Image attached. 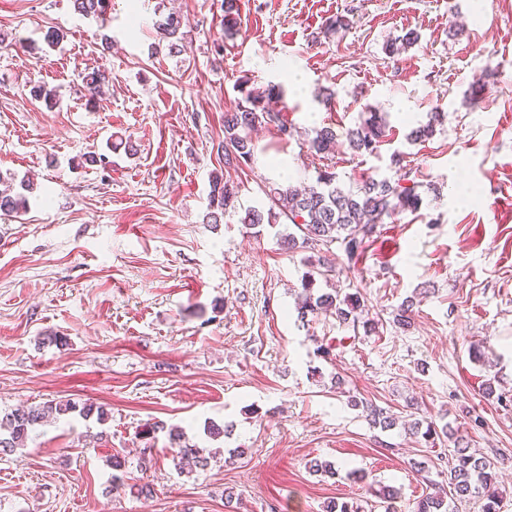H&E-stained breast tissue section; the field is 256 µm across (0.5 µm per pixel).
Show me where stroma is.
I'll return each mask as SVG.
<instances>
[{
    "label": "stroma",
    "instance_id": "35a3bbf8",
    "mask_svg": "<svg viewBox=\"0 0 512 512\" xmlns=\"http://www.w3.org/2000/svg\"><path fill=\"white\" fill-rule=\"evenodd\" d=\"M172 10L186 21L179 53L156 47ZM339 15L350 27L325 34ZM222 18L221 0H109L102 24L72 0H0V175L35 184L25 214L0 213V414L67 399L108 412L50 422L0 458V512H324L336 499L384 512L375 481L398 489V512H415L458 437L497 458L500 512H512V403L485 394L470 355L488 341L495 388L512 394V0H239L230 38ZM456 22L463 32L449 36ZM51 29L64 40L45 52ZM410 30L417 43L389 56L387 41ZM97 67L110 83L90 102L80 75ZM247 78L282 86L296 132L284 142L262 129L254 164L236 168L219 146ZM479 78L484 100L465 104ZM37 84L56 90V107L32 96ZM369 107L390 123L375 154L309 151L313 128L344 132ZM435 112L433 136L410 140ZM113 138L135 155L109 150ZM273 156L297 183L324 169L346 188L366 176L420 183V210L385 220L359 257L332 245L339 271L320 285L361 288L377 332L298 319L308 254L282 250L285 224L252 228L236 213L204 223L215 173L242 208H269ZM462 184L477 194L449 202ZM409 297L403 330L393 312ZM321 344L330 359L316 358ZM352 395L396 426L372 427ZM417 420L454 435L425 442L408 431ZM156 421L165 431L140 439ZM211 422L234 431L211 439ZM172 427L219 459L179 467ZM114 454L151 496L110 492ZM313 459L339 475L312 473Z\"/></svg>",
    "mask_w": 512,
    "mask_h": 512
}]
</instances>
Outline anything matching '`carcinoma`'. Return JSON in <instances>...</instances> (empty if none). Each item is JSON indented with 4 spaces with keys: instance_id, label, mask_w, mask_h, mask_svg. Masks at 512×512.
I'll list each match as a JSON object with an SVG mask.
<instances>
[{
    "instance_id": "obj_1",
    "label": "carcinoma",
    "mask_w": 512,
    "mask_h": 512,
    "mask_svg": "<svg viewBox=\"0 0 512 512\" xmlns=\"http://www.w3.org/2000/svg\"><path fill=\"white\" fill-rule=\"evenodd\" d=\"M74 11L88 16H102L106 13L107 0H72ZM224 34L232 36L237 32L238 8L236 0H223ZM185 19L178 13H168L158 23L161 38L168 42L169 51L180 52L184 40ZM418 40L414 31L397 37L386 46L388 54L394 56ZM110 82L109 74L101 69H93L82 75V84L91 98L101 93ZM243 98L230 110L224 112V163L227 165L250 166L254 162L255 145L251 133L261 127L275 125L280 138L288 140L293 136V127L281 112L273 111L270 103L283 96L281 86L277 84L248 85L241 83ZM389 123L386 114L371 107L366 116L352 128L342 134L330 126L312 131L308 139L311 152L320 157L332 154L338 145V137L344 138V144L352 154H372L388 136ZM6 189L0 192V211L19 213L26 209L27 193L33 190V183L21 181V191L16 192L6 179L0 177ZM271 207L249 209L241 218L242 223L259 226L263 223L275 224L279 220L293 226L297 233L284 235L283 243L288 250L330 247L335 242L341 243L348 259L361 254L366 239L376 232L384 219L398 213H415L420 210L422 197L418 185L406 186L386 178L367 177L354 188L344 189L336 181V173L327 170L318 173L313 185L299 189L293 183H279L269 190ZM238 191L229 181L217 175L211 176L209 203L206 223L219 224L221 218L237 212ZM335 271V264L325 256L302 277V291L296 303L297 317L306 320L308 316L331 314L341 324H369L361 320L365 311V300L361 289L340 296L331 292H316V278H328ZM413 300L405 299L394 311L393 323L401 329L412 326ZM348 404L362 408L372 425L388 430L396 425L395 419L387 412L353 396ZM77 413L84 418L96 416L104 421L108 413L104 407L91 401L77 403L71 400L51 401L43 406L17 408L0 418V454L8 455L25 446L29 434L35 426L51 419H59ZM415 435H421L425 441L435 440L440 435L448 437L453 433L448 426L437 428L435 422L427 425L416 421L411 425ZM169 440L174 456L188 460L198 467L209 465L210 457L204 455L203 449L182 440L178 430H169ZM497 461L490 457L457 446L448 456L447 484H432L433 492L423 496L417 504L416 512H452L448 498L464 499L474 494L485 498L483 512H499L501 493L497 487ZM129 490L137 495H147L150 489L143 485L127 484L122 476L112 475V491Z\"/></svg>"
}]
</instances>
